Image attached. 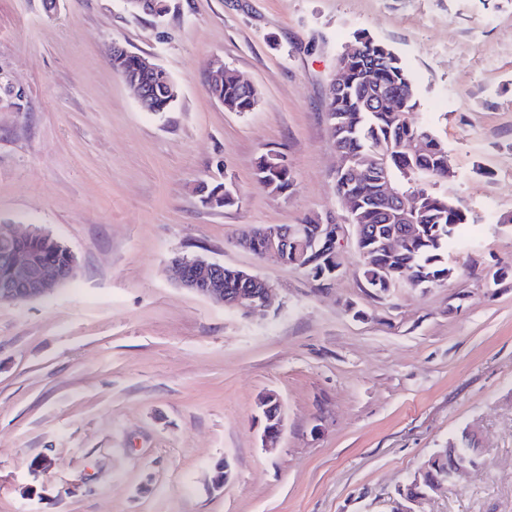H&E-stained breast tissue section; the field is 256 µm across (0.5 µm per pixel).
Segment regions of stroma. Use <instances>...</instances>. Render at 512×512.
Segmentation results:
<instances>
[{
	"instance_id": "stroma-1",
	"label": "stroma",
	"mask_w": 512,
	"mask_h": 512,
	"mask_svg": "<svg viewBox=\"0 0 512 512\" xmlns=\"http://www.w3.org/2000/svg\"><path fill=\"white\" fill-rule=\"evenodd\" d=\"M361 32L402 58L417 120L448 147L439 189L479 226L447 285L382 299L353 238L323 293L235 244L252 226L347 223L325 102ZM116 43L176 83L172 112L140 109ZM214 58L255 87L253 110L209 94ZM0 71L25 92L0 111V224L77 264L49 297L0 302V512H392L467 426L481 465L422 512H512V0H169L160 19L123 0H0ZM269 149L287 194L255 181ZM226 178L238 206L204 207L196 185ZM176 256L257 274L274 308L179 287ZM257 184L271 194H284L293 185V175L285 155L273 149L262 153L255 163ZM263 407L266 408L263 410L265 428L273 429L280 421L281 405L278 403L277 399L269 398V400L264 403ZM267 429L263 430V438L267 447H273L277 444L282 431V416L280 423L274 430Z\"/></svg>"
}]
</instances>
